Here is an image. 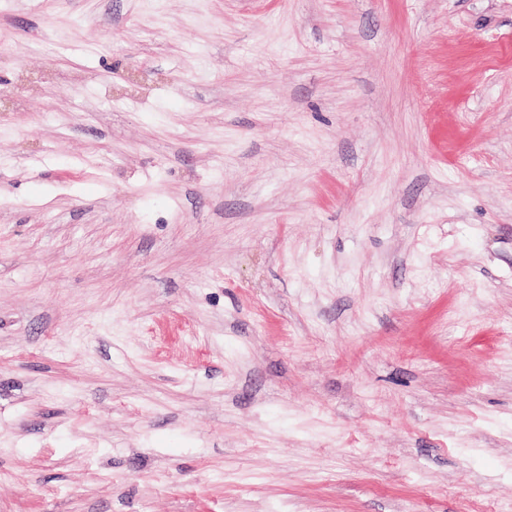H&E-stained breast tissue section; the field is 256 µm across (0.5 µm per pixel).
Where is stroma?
Listing matches in <instances>:
<instances>
[{
  "label": "stroma",
  "instance_id": "obj_1",
  "mask_svg": "<svg viewBox=\"0 0 512 512\" xmlns=\"http://www.w3.org/2000/svg\"><path fill=\"white\" fill-rule=\"evenodd\" d=\"M0 512H512V0H0Z\"/></svg>",
  "mask_w": 512,
  "mask_h": 512
}]
</instances>
